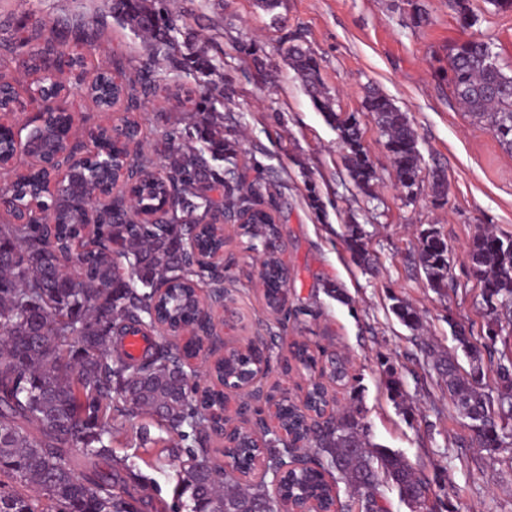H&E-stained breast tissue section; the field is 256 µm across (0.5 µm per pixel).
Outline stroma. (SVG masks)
<instances>
[{
  "instance_id": "1",
  "label": "stroma",
  "mask_w": 512,
  "mask_h": 512,
  "mask_svg": "<svg viewBox=\"0 0 512 512\" xmlns=\"http://www.w3.org/2000/svg\"><path fill=\"white\" fill-rule=\"evenodd\" d=\"M166 9L178 28L179 51L155 66L156 81L135 115L144 119L141 153L152 155L164 133L185 124L205 78L188 73L185 58L205 54L217 68L215 80L231 93L224 100V131L236 151L224 175L246 205L270 211L288 265V316L273 314L257 286L261 250L251 249L239 224L224 223L223 287L234 296L236 316L224 330L240 343H254L270 356L259 386L277 395L299 396L309 370L296 365L290 347L307 343L314 355L328 350L350 363L351 387L334 390L337 407L357 405L370 441L402 454L432 482L444 512H512V447L479 445L453 408L435 371L430 349L470 361L460 331L482 336L488 320L481 290L469 274L467 249L479 227L512 234V153L486 120L462 110L448 84V55L460 41L489 37L500 63L512 69V10L490 13L471 0L469 21L459 19L452 0H282L264 9L259 0H147ZM83 17L95 32L92 45L67 28ZM44 36L61 33L71 51L89 55L94 68L121 62L137 74L154 42L117 19L104 0H0V39H26L33 26ZM250 45L254 57L240 53ZM299 44L318 63L335 109L354 114L375 180L373 200L350 180L345 149L336 129L304 90L286 51ZM263 68H256L255 60ZM377 89L406 112L418 134L424 170L443 169L448 201L435 203L428 181L405 193L380 129L365 108ZM316 186L322 210L308 200ZM368 235L373 259L366 267L344 243L348 220ZM440 227L452 257L454 287L447 296L429 288L418 265L416 228ZM343 298H336L335 289ZM402 298L422 317L419 329L392 311ZM388 357L403 390L393 400L380 365ZM120 409L112 427L117 456L129 457L151 481V512H174L180 487V447L150 415Z\"/></svg>"
}]
</instances>
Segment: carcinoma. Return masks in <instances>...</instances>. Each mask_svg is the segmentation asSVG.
Masks as SVG:
<instances>
[{"mask_svg": "<svg viewBox=\"0 0 512 512\" xmlns=\"http://www.w3.org/2000/svg\"><path fill=\"white\" fill-rule=\"evenodd\" d=\"M145 0H114L122 21L138 31H148L165 45H172L176 30L160 12L144 6ZM490 39L474 38L457 46L448 58V82L458 105L489 121L501 145L512 150V73L505 71ZM288 61L305 90L335 125L346 147L344 164L355 186L372 196L375 172L362 133L352 115L337 112L325 89L319 68L309 50L291 45ZM151 83V68L139 72L137 84H115L116 96L133 102L137 85ZM225 88L209 81L194 133L201 146L178 145L182 130L174 127L160 139L154 153L160 159L165 184L171 190V212L158 223H136L103 209L99 239L90 249L77 248L80 225L67 221L73 199L44 197L45 209L57 214V223L0 222V474L28 486L30 496L0 490V512H145L152 500L145 494L146 479L135 466L118 460L112 451V393L119 392L130 411L157 418L168 432L186 440L194 436L197 447L188 449L189 462L178 472L179 507L187 512H262L269 508L265 485L246 488L224 479L210 465L213 437L207 420L198 411L189 381L180 377V348L154 344L134 358L114 347L132 325L142 332L153 327L152 313L176 323L196 315L189 303L176 309L164 300L154 302L156 289L168 286L183 294L193 292L194 278L205 277L183 243L194 227L211 218L215 205L210 192L223 187V209L237 206L233 189L224 183L218 162L230 157L235 142L224 137V124L214 110L224 101ZM365 108L375 118L392 154L398 185L412 191L421 181L422 155L418 136L407 113L387 96L371 92ZM28 185L15 180L0 189L10 210L28 200ZM432 196L448 202V179L432 174ZM257 209L252 223L241 225L243 235L262 246L269 276L281 265L274 243L275 225L263 224ZM418 263L430 288H448L450 256L441 231L431 224L417 230ZM356 257H368V241L359 225H348L344 239ZM469 273L480 284L483 304L493 315L487 324L483 347L458 333L462 347L474 350L469 369H459L448 354L434 358V367L445 377L448 400L470 420L475 439L484 448L512 446V359L494 361L498 336L512 326L502 323L499 312L512 310V235L488 226L476 233L468 247ZM393 311L410 327L419 323L417 312L404 300L393 298ZM489 360L483 362L482 350ZM495 377L496 387L486 379ZM323 376L347 385L346 361L336 358L323 367ZM190 428L188 435L184 428ZM319 466H327L349 488L360 512H380L379 487L392 483L404 499L432 492L428 479L399 454L371 444L367 430L352 407L320 426L311 438ZM83 448V457L66 461V452ZM109 462L111 472L81 473L84 462ZM317 469L294 472L287 493L330 497Z\"/></svg>", "mask_w": 512, "mask_h": 512, "instance_id": "carcinoma-1", "label": "carcinoma"}]
</instances>
